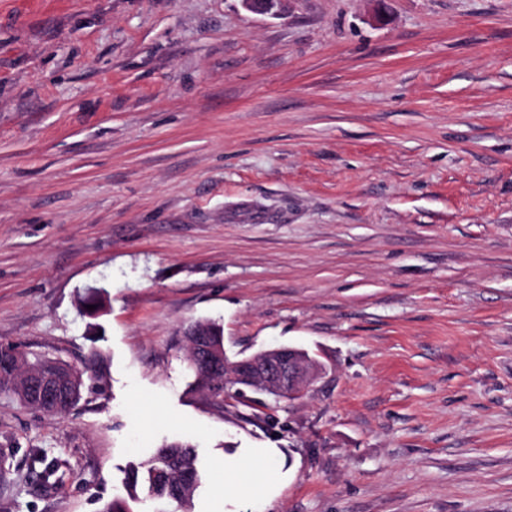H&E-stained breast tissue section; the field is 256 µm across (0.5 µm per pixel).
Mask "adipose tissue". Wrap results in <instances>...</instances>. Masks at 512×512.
<instances>
[{
	"label": "adipose tissue",
	"instance_id": "adipose-tissue-1",
	"mask_svg": "<svg viewBox=\"0 0 512 512\" xmlns=\"http://www.w3.org/2000/svg\"><path fill=\"white\" fill-rule=\"evenodd\" d=\"M276 454L273 448H237L225 453L221 460L225 498L260 500L278 496L288 475L273 465Z\"/></svg>",
	"mask_w": 512,
	"mask_h": 512
}]
</instances>
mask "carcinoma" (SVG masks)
Listing matches in <instances>:
<instances>
[{"label":"carcinoma","instance_id":"cac0c4a2","mask_svg":"<svg viewBox=\"0 0 512 512\" xmlns=\"http://www.w3.org/2000/svg\"><path fill=\"white\" fill-rule=\"evenodd\" d=\"M188 342L187 362L195 373L194 387L211 399L238 394L240 382L224 379V368L214 372L194 357V344L202 343L224 355L223 327L212 320L195 321L184 330ZM109 377L107 360L90 359L77 371L58 358L28 356L10 343H0V394L30 407L55 415L69 413L80 401L86 387L103 388ZM203 482L197 447L182 442L165 443L145 464L130 467L126 484L128 498L105 502L99 512H133L129 501L142 497L175 506V512H191L195 493Z\"/></svg>","mask_w":512,"mask_h":512}]
</instances>
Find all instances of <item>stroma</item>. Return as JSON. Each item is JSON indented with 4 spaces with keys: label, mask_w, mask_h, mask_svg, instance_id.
Masks as SVG:
<instances>
[{
    "label": "stroma",
    "mask_w": 512,
    "mask_h": 512,
    "mask_svg": "<svg viewBox=\"0 0 512 512\" xmlns=\"http://www.w3.org/2000/svg\"><path fill=\"white\" fill-rule=\"evenodd\" d=\"M204 318L324 371L216 405ZM1 342L110 380L0 395V512H98L173 440L193 512L229 448L289 470L237 512H512V0H0ZM196 329L198 333L205 336H192ZM184 336L188 342V355L187 362L190 369L195 373L194 387L198 390L205 392L211 399L224 400V393L236 395L239 394L237 387L241 385L240 382L227 378L224 383V371L227 365L225 364L224 356V331L223 327L212 320L195 321L189 324L184 330ZM203 343L204 345L212 348L220 356L224 357V366L222 365L217 371L208 372L202 362L194 357V344ZM206 346H199L198 352L202 360H211L209 349Z\"/></svg>",
    "instance_id": "1"
}]
</instances>
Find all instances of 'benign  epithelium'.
<instances>
[{"label": "benign epithelium", "instance_id": "1", "mask_svg": "<svg viewBox=\"0 0 512 512\" xmlns=\"http://www.w3.org/2000/svg\"><path fill=\"white\" fill-rule=\"evenodd\" d=\"M237 377L253 387L276 390L288 387V397L298 395L303 383L312 382L322 372L308 351L293 346L265 350L235 363Z\"/></svg>", "mask_w": 512, "mask_h": 512}]
</instances>
